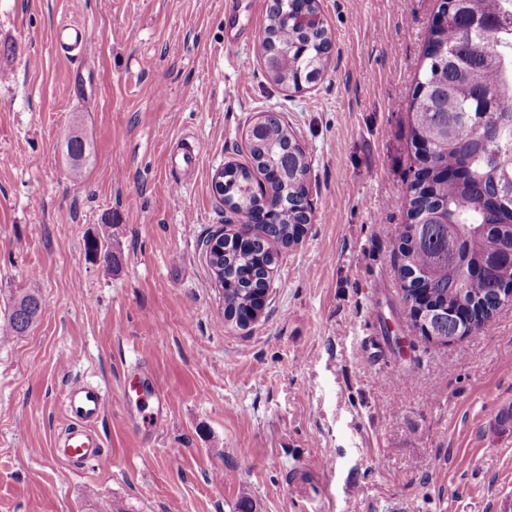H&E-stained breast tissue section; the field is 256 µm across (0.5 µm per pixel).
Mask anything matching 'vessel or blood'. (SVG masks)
Wrapping results in <instances>:
<instances>
[{"label":"vessel or blood","instance_id":"obj_1","mask_svg":"<svg viewBox=\"0 0 512 512\" xmlns=\"http://www.w3.org/2000/svg\"><path fill=\"white\" fill-rule=\"evenodd\" d=\"M124 390L136 393L144 416L154 421L162 417L174 399L173 392L154 385L129 382L125 384ZM63 400L69 424L56 442L62 460L69 465L89 461L96 468L110 469L112 456L93 432L94 424L105 411L106 391L93 385L71 387L65 391Z\"/></svg>","mask_w":512,"mask_h":512}]
</instances>
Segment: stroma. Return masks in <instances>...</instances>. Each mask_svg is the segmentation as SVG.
Returning <instances> with one entry per match:
<instances>
[{"label": "stroma", "instance_id": "stroma-1", "mask_svg": "<svg viewBox=\"0 0 512 512\" xmlns=\"http://www.w3.org/2000/svg\"><path fill=\"white\" fill-rule=\"evenodd\" d=\"M438 5L319 0L330 61L294 91L259 52L270 0H0V328L42 301L0 337V512H512V302L442 344L401 300L390 201ZM268 113L311 162L314 217L242 328L202 241L229 217L214 174L249 164ZM137 360L176 394L153 431L121 393ZM77 380L108 394L109 471L53 450ZM41 310L37 294L26 292L14 302L7 332L10 336H23L28 333Z\"/></svg>", "mask_w": 512, "mask_h": 512}]
</instances>
